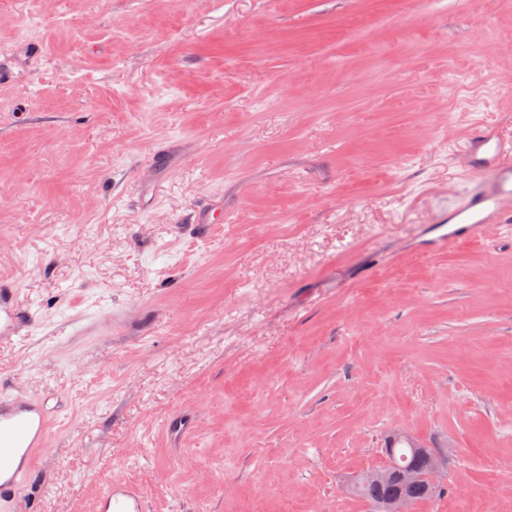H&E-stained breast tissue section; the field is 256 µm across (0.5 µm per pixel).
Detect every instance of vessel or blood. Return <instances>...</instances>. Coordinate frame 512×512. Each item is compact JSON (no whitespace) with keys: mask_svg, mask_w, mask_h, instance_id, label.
Segmentation results:
<instances>
[{"mask_svg":"<svg viewBox=\"0 0 512 512\" xmlns=\"http://www.w3.org/2000/svg\"><path fill=\"white\" fill-rule=\"evenodd\" d=\"M464 159L485 181L449 212L453 229L443 235L446 243L479 237L491 224H512V140L501 138L488 126L475 127ZM36 324V315L20 305L14 284L1 281L0 342ZM49 425L46 397L18 395L0 386V504L12 501L32 474L36 451L43 447ZM97 512H146L145 499L134 486L113 481L101 493Z\"/></svg>","mask_w":512,"mask_h":512,"instance_id":"obj_1","label":"vessel or blood"}]
</instances>
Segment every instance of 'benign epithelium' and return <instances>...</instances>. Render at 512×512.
Returning <instances> with one entry per match:
<instances>
[{
  "label": "benign epithelium",
  "instance_id": "7a95c632",
  "mask_svg": "<svg viewBox=\"0 0 512 512\" xmlns=\"http://www.w3.org/2000/svg\"><path fill=\"white\" fill-rule=\"evenodd\" d=\"M392 432L408 437L412 441L413 447L422 450L427 459L425 469L419 470L411 466L401 469L389 459L380 466L367 468L356 475L342 487V493L350 495L357 492L361 484L371 480L384 479L394 473L398 474L406 482L423 485L429 490V495L431 496L444 485L446 466L439 450L431 447L424 439L411 434L403 428L394 427Z\"/></svg>",
  "mask_w": 512,
  "mask_h": 512
}]
</instances>
